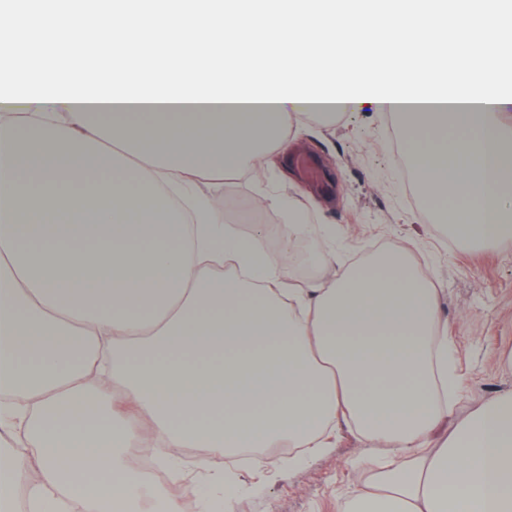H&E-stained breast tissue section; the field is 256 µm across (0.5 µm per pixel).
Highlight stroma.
<instances>
[{"instance_id": "1", "label": "stroma", "mask_w": 512, "mask_h": 512, "mask_svg": "<svg viewBox=\"0 0 512 512\" xmlns=\"http://www.w3.org/2000/svg\"><path fill=\"white\" fill-rule=\"evenodd\" d=\"M400 120L365 103L335 124L295 137L289 157L247 178H225L216 189L225 223L239 207L267 198V224L287 223L296 192L308 198L307 217L331 238L347 262L375 246L405 245L414 262L441 290V322L455 349L461 391L449 425L501 395L512 393V251L473 248L433 222L420 201L410 159L398 157ZM310 155L319 183L305 179L293 155ZM376 453L356 430L339 425L332 448L257 473L249 464L225 467L237 485L233 512H338L342 498L360 487Z\"/></svg>"}]
</instances>
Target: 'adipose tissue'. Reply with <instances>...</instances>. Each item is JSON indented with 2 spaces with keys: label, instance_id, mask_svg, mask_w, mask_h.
<instances>
[{
  "label": "adipose tissue",
  "instance_id": "obj_1",
  "mask_svg": "<svg viewBox=\"0 0 512 512\" xmlns=\"http://www.w3.org/2000/svg\"><path fill=\"white\" fill-rule=\"evenodd\" d=\"M0 27V512H181L129 455L218 463L355 423L387 448L340 512H512V395L449 434L458 381L437 288L406 247L296 283L314 229L225 223L211 188L253 173L321 107L398 113L437 222L512 248V0H68ZM489 39L449 32L459 5ZM86 400L95 418L65 414Z\"/></svg>",
  "mask_w": 512,
  "mask_h": 512
}]
</instances>
